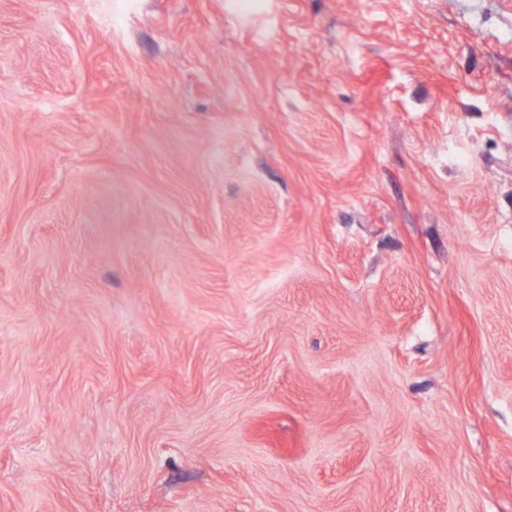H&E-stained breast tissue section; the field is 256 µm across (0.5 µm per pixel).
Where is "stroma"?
<instances>
[{"label":"stroma","instance_id":"35a3bbf8","mask_svg":"<svg viewBox=\"0 0 512 512\" xmlns=\"http://www.w3.org/2000/svg\"><path fill=\"white\" fill-rule=\"evenodd\" d=\"M0 512H512V0H0Z\"/></svg>","mask_w":512,"mask_h":512}]
</instances>
